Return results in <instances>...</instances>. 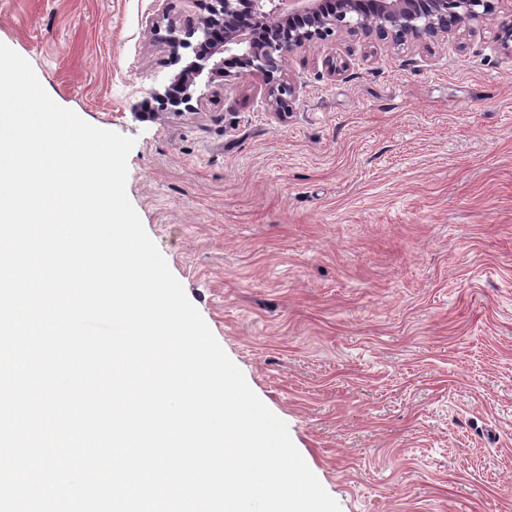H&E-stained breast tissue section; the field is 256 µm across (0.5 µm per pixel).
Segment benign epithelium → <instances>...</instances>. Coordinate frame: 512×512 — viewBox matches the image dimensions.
<instances>
[{
	"label": "benign epithelium",
	"mask_w": 512,
	"mask_h": 512,
	"mask_svg": "<svg viewBox=\"0 0 512 512\" xmlns=\"http://www.w3.org/2000/svg\"><path fill=\"white\" fill-rule=\"evenodd\" d=\"M201 13L179 29L168 25L170 64L180 67L164 93L152 97L174 111L195 110L191 87L217 77L257 76L268 111L288 112L296 96L281 76L286 57L345 32L388 48L429 45L496 24V40L512 54V13L503 0H198Z\"/></svg>",
	"instance_id": "7a95c632"
}]
</instances>
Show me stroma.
<instances>
[{
  "label": "stroma",
  "mask_w": 512,
  "mask_h": 512,
  "mask_svg": "<svg viewBox=\"0 0 512 512\" xmlns=\"http://www.w3.org/2000/svg\"><path fill=\"white\" fill-rule=\"evenodd\" d=\"M196 0H0L58 105L134 138L127 196L341 512H512V54L488 24L391 49L345 33L259 80L150 97L151 19ZM344 63L330 74L327 55Z\"/></svg>",
  "instance_id": "obj_1"
}]
</instances>
